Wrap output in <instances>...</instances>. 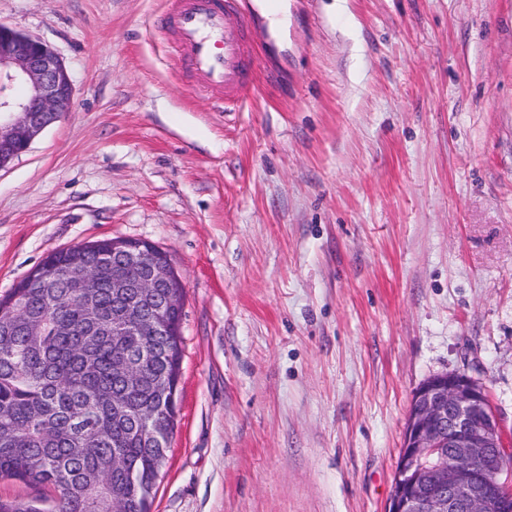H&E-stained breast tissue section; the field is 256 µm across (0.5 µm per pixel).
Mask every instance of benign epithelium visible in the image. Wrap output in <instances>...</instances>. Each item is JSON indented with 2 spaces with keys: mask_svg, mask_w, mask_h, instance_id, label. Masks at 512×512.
<instances>
[{
  "mask_svg": "<svg viewBox=\"0 0 512 512\" xmlns=\"http://www.w3.org/2000/svg\"><path fill=\"white\" fill-rule=\"evenodd\" d=\"M73 103V81L57 53L0 23V169ZM112 286L134 289L112 316V335L144 325L168 335L163 314L145 312L157 288L172 289L169 303L180 306L183 283L164 262L114 241ZM508 456L484 386L461 372L435 375L412 397L386 512H512V480L501 478Z\"/></svg>",
  "mask_w": 512,
  "mask_h": 512,
  "instance_id": "7a95c632",
  "label": "benign epithelium"
}]
</instances>
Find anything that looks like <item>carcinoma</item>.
Segmentation results:
<instances>
[{
    "label": "carcinoma",
    "instance_id": "1",
    "mask_svg": "<svg viewBox=\"0 0 512 512\" xmlns=\"http://www.w3.org/2000/svg\"><path fill=\"white\" fill-rule=\"evenodd\" d=\"M111 252L110 238L55 251L0 300V479L54 491V512H150L174 428L182 336L112 335V262L95 264L92 292L68 277L76 256ZM123 361L128 382L112 371ZM0 512L42 507L0 498Z\"/></svg>",
    "mask_w": 512,
    "mask_h": 512
}]
</instances>
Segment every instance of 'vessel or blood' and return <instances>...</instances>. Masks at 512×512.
Here are the masks:
<instances>
[{
  "label": "vessel or blood",
  "instance_id": "vessel-or-blood-1",
  "mask_svg": "<svg viewBox=\"0 0 512 512\" xmlns=\"http://www.w3.org/2000/svg\"><path fill=\"white\" fill-rule=\"evenodd\" d=\"M242 2L175 0L174 9L154 21L197 88L223 95L228 105L241 101L254 70L252 20Z\"/></svg>",
  "mask_w": 512,
  "mask_h": 512
}]
</instances>
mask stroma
Returning a JSON list of instances; mask_svg holds the SVG:
<instances>
[{
  "label": "stroma",
  "mask_w": 512,
  "mask_h": 512,
  "mask_svg": "<svg viewBox=\"0 0 512 512\" xmlns=\"http://www.w3.org/2000/svg\"><path fill=\"white\" fill-rule=\"evenodd\" d=\"M170 0H0L75 103L0 169V297L152 242L184 284L151 512H385L428 378L512 439V0H285L233 111L150 28Z\"/></svg>",
  "instance_id": "35a3bbf8"
}]
</instances>
